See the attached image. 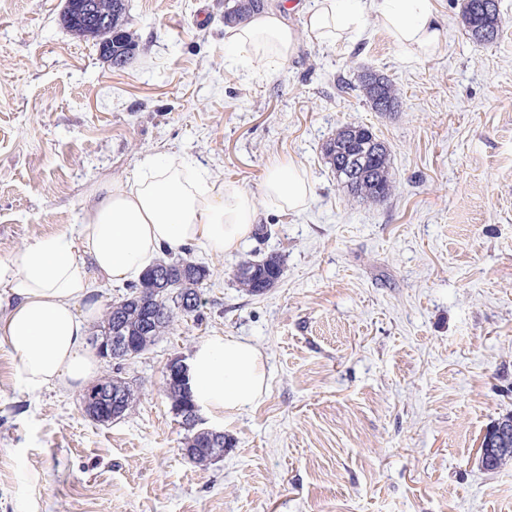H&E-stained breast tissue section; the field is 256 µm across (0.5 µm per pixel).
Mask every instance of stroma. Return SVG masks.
<instances>
[{"instance_id": "stroma-1", "label": "stroma", "mask_w": 512, "mask_h": 512, "mask_svg": "<svg viewBox=\"0 0 512 512\" xmlns=\"http://www.w3.org/2000/svg\"><path fill=\"white\" fill-rule=\"evenodd\" d=\"M445 29L408 59L369 24L350 46L300 34L293 57L245 71L224 44V0H127L137 44L120 70L63 19L64 0H0V260L80 223L94 187L174 153L259 193L268 164H297L305 209L263 203L253 236L215 255L200 316L145 353L103 364L137 388L98 423L81 390L30 394L0 344V512H512V460L479 443L512 414V0L501 37L475 43L463 0H431ZM388 76L373 111L365 70ZM346 124L390 153V198L339 184L323 146ZM281 255L248 294L243 260ZM221 334L262 351L256 406L199 425L231 448L200 468L164 394V368ZM369 72H372L375 75H377L379 77L378 81L380 82L379 85H374V82L367 77V73L364 74L363 79L361 80L362 91L364 92V96L366 97V99L369 101L371 109L374 110L372 101H373V97L376 94L377 88H379V90L381 91L383 96L386 98V100L391 101V103H392L391 109L384 110L381 112H394L395 108L398 107V98H397L395 89L393 88V85H392L390 79H388L384 75L377 74L373 71H369Z\"/></svg>"}]
</instances>
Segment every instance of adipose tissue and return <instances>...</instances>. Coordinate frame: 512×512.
<instances>
[{
  "mask_svg": "<svg viewBox=\"0 0 512 512\" xmlns=\"http://www.w3.org/2000/svg\"><path fill=\"white\" fill-rule=\"evenodd\" d=\"M371 19L411 58L435 52L444 41L431 0H313L302 29L344 43ZM299 30L266 13L228 30L225 41L249 47L252 61L282 62L295 54ZM311 193L309 179L289 161L271 163L255 195L169 153L149 159L127 181L91 191L81 224L0 260V342L18 359L28 392L73 390L97 376L99 359L87 343L97 310L94 277L136 281L162 253L194 244L233 251L253 234L262 201L292 212ZM187 367L197 406L213 415L242 412L267 385L261 351L234 336L200 342Z\"/></svg>",
  "mask_w": 512,
  "mask_h": 512,
  "instance_id": "adipose-tissue-1",
  "label": "adipose tissue"
}]
</instances>
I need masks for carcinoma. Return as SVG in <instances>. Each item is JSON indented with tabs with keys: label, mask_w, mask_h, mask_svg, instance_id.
<instances>
[{
	"label": "carcinoma",
	"mask_w": 512,
	"mask_h": 512,
	"mask_svg": "<svg viewBox=\"0 0 512 512\" xmlns=\"http://www.w3.org/2000/svg\"><path fill=\"white\" fill-rule=\"evenodd\" d=\"M100 12L112 17V42L101 45L103 56L110 59L112 68L122 69L136 43L128 35L117 31L119 20L126 11V0H96ZM500 0H467L463 3L462 18L471 39L480 45H492L500 38ZM264 7V0H235L224 4V23H236ZM491 30L486 38L482 32ZM361 88L368 101H373L376 91H381L392 107H398V98L387 77L379 76V85L368 77L361 80ZM373 131L362 125H348L346 131L336 133L325 145L336 180L342 179L340 162L345 153L359 156L361 175L348 190L368 201L379 203L387 200L394 186L389 176L390 154L385 144L371 147ZM281 257L270 255L266 259H246L239 263L235 278L244 290L258 294L259 287L271 288L282 276ZM211 273L209 267L185 258H169L149 269L137 283L129 285V293L121 300L108 305L101 324L93 332L94 337L110 336L117 331L131 339V351L117 356L123 360L149 350L156 341L170 332L179 316L196 314L202 306V290ZM98 384L115 391L120 404L115 410L88 406L87 415L96 422H108L121 417L136 399V390L128 382L110 373L104 374ZM165 392L175 415L181 418L186 435L183 447L187 457L200 467H207L221 458L215 449L230 448L224 439L216 440L196 428L195 419L188 411V400L179 384L171 381Z\"/></svg>",
	"instance_id": "carcinoma-1"
}]
</instances>
